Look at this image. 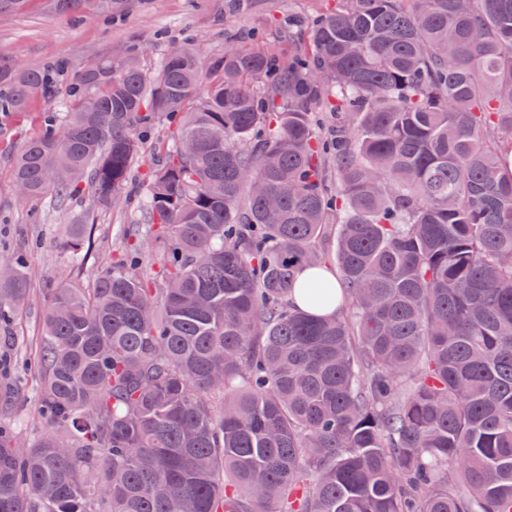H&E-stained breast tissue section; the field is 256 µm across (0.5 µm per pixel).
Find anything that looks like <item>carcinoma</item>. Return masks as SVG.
I'll use <instances>...</instances> for the list:
<instances>
[{
	"mask_svg": "<svg viewBox=\"0 0 512 512\" xmlns=\"http://www.w3.org/2000/svg\"><path fill=\"white\" fill-rule=\"evenodd\" d=\"M288 40L178 48L154 78L103 57L14 158L25 199L110 209L136 124L167 123L146 226L92 287L48 289L49 428L0 420V512H512V0H326ZM54 92L0 62V110ZM333 220L336 282L307 292L348 312L299 309ZM67 234L81 256L87 216ZM3 272L0 316L28 295L23 260Z\"/></svg>",
	"mask_w": 512,
	"mask_h": 512,
	"instance_id": "1",
	"label": "carcinoma"
}]
</instances>
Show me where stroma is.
Returning <instances> with one entry per match:
<instances>
[{
	"label": "stroma",
	"instance_id": "35a3bbf8",
	"mask_svg": "<svg viewBox=\"0 0 512 512\" xmlns=\"http://www.w3.org/2000/svg\"><path fill=\"white\" fill-rule=\"evenodd\" d=\"M323 8L324 0H250L242 12L236 10L235 0H128L122 16L80 20L56 10L51 0H27L20 12L0 18V58L33 69L65 62L59 77L65 87L88 63L116 58L136 47L143 67L154 76L164 56L189 43L207 57L233 45H249L252 38L262 35L272 51L288 54L290 45L277 38L284 22L292 15L313 18ZM66 110L65 102L38 98L27 111L0 112V261L24 258L31 284L12 318L0 322V336L9 339L0 347V357L8 361L9 378L24 382L12 393L8 407L11 419L30 442L42 432L36 413L39 372L35 354L46 289L69 282L90 285L110 263L123 240L124 227L141 221L140 213L127 207L90 211L81 196L61 204L19 198L11 178L17 150L41 133L49 113L61 116ZM83 214L94 224L95 246L76 262L63 244L64 229Z\"/></svg>",
	"mask_w": 512,
	"mask_h": 512
}]
</instances>
